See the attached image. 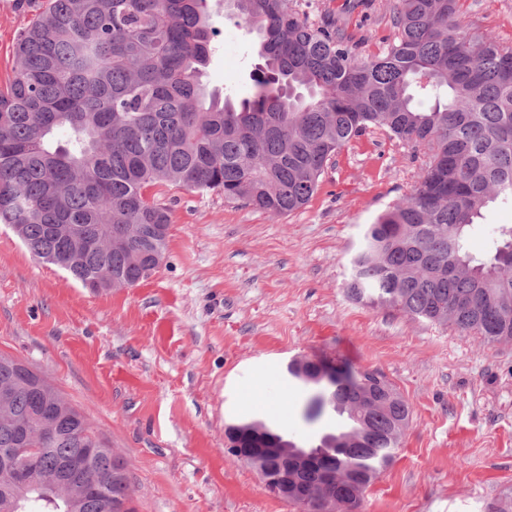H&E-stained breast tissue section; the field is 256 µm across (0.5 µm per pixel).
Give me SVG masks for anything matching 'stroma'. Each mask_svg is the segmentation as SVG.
<instances>
[{
  "label": "stroma",
  "mask_w": 512,
  "mask_h": 512,
  "mask_svg": "<svg viewBox=\"0 0 512 512\" xmlns=\"http://www.w3.org/2000/svg\"><path fill=\"white\" fill-rule=\"evenodd\" d=\"M48 0H0V88L17 39ZM393 0H314L384 50ZM466 22L512 45V0H462ZM201 72L209 90L246 96L259 40L224 15ZM425 157L379 129L329 163L304 208L273 216L222 194L166 183L148 196L171 210L166 260L132 288L94 293L34 257L0 225V354L40 372L87 414L123 457L135 512H299L232 459L224 431L260 419L316 444L339 419L310 422L312 395L289 377L295 357L349 372L380 370L411 408L394 462L358 512H492L512 503V344L350 299L351 259L365 225L418 181ZM512 224L495 202L470 231L489 259L493 231Z\"/></svg>",
  "instance_id": "1"
}]
</instances>
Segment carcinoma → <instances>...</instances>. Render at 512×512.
<instances>
[{"label": "carcinoma", "mask_w": 512, "mask_h": 512, "mask_svg": "<svg viewBox=\"0 0 512 512\" xmlns=\"http://www.w3.org/2000/svg\"><path fill=\"white\" fill-rule=\"evenodd\" d=\"M238 18L259 36L262 64L250 93L220 103L199 82L213 51L211 13ZM386 50L361 58L367 40L332 12L298 0H49L21 34L15 76L0 89V224L37 259L99 291L166 252L169 224L153 187L224 193L272 215L306 206L333 157L371 128L425 151L409 195L367 225L352 258L348 297L449 325L489 344L512 343V225L493 256L476 263L469 231L498 198L512 200V46L464 23L459 0H395ZM427 100L426 108L418 103ZM67 138H57V131ZM378 372L336 373L329 407L349 426L327 433L325 467L349 449L358 480L327 483L300 469L294 483L322 489L352 512L391 464L409 423L397 392L358 415L379 392ZM0 448L38 431L36 402L52 407L54 437L42 445L43 484L20 502L0 484V512H133L131 483L93 493L57 479L81 459L87 481L125 467L107 450L88 456L87 416L24 362L0 355ZM246 434L277 429L242 421Z\"/></svg>", "instance_id": "carcinoma-1"}]
</instances>
